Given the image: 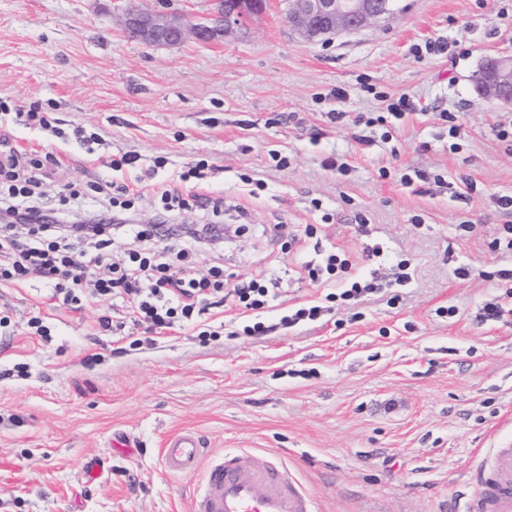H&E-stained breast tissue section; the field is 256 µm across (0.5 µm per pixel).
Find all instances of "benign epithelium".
Masks as SVG:
<instances>
[{
	"mask_svg": "<svg viewBox=\"0 0 512 512\" xmlns=\"http://www.w3.org/2000/svg\"><path fill=\"white\" fill-rule=\"evenodd\" d=\"M392 0H294L288 25L308 41L336 33H355L391 14ZM265 0H216L210 14L190 20L164 10L145 11L130 5L122 17L123 33L150 47H174L192 38L204 45H219L242 32ZM478 93L512 106V55L488 57L475 78Z\"/></svg>",
	"mask_w": 512,
	"mask_h": 512,
	"instance_id": "1",
	"label": "benign epithelium"
}]
</instances>
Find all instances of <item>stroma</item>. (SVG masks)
<instances>
[{
  "label": "stroma",
  "mask_w": 512,
  "mask_h": 512,
  "mask_svg": "<svg viewBox=\"0 0 512 512\" xmlns=\"http://www.w3.org/2000/svg\"><path fill=\"white\" fill-rule=\"evenodd\" d=\"M123 8L0 0V97L42 106L66 131L0 117V140L54 159L45 198L92 181L160 183L206 160L207 180L185 188L223 200L219 220L238 232L194 266H222L230 287L279 276L270 322L327 294L301 272L318 242L357 272L406 258L415 277L358 319L340 309L262 340L237 335L229 301L207 314L218 332L207 339L190 326L144 332L107 300L58 307L39 278L0 290L14 328L0 339V512H189L157 454L183 428L218 454H279L322 512H456L458 492L492 466L477 448L512 442V315L475 321L503 293L484 272L512 268V251L487 246L512 224L496 204L512 195V142L498 136L512 108L475 90L485 57L512 49V0H394L378 25L318 42L289 29L288 0H268L245 33L175 48L126 39ZM434 41L452 54L415 58ZM403 94L414 110L360 152L352 118ZM447 112L464 136L450 134ZM74 125L101 135L94 152L68 136ZM113 154L135 161L115 172L102 163ZM331 156L344 171L325 167ZM245 174L264 180L259 196ZM359 213L369 236L355 232ZM309 224L314 239L292 243ZM459 224L471 232L459 236ZM378 242L383 256L367 258ZM462 265L473 270L465 280ZM452 305L455 317L437 315ZM103 314L118 331L99 332ZM34 316L49 340L26 333ZM126 435L137 448H120ZM92 459L106 471L87 484Z\"/></svg>",
  "instance_id": "obj_1"
}]
</instances>
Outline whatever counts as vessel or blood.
<instances>
[{
  "instance_id": "vessel-or-blood-1",
  "label": "vessel or blood",
  "mask_w": 512,
  "mask_h": 512,
  "mask_svg": "<svg viewBox=\"0 0 512 512\" xmlns=\"http://www.w3.org/2000/svg\"><path fill=\"white\" fill-rule=\"evenodd\" d=\"M160 457L165 471L188 478L189 512H320L317 498L276 454L205 448L197 432L170 434ZM491 475L480 476L478 493L463 512H512V445L494 451Z\"/></svg>"
}]
</instances>
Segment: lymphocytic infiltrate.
Instances as JSON below:
<instances>
[{
    "instance_id": "lymphocytic-infiltrate-1",
    "label": "lymphocytic infiltrate",
    "mask_w": 512,
    "mask_h": 512,
    "mask_svg": "<svg viewBox=\"0 0 512 512\" xmlns=\"http://www.w3.org/2000/svg\"><path fill=\"white\" fill-rule=\"evenodd\" d=\"M49 164V159L0 141V287L37 273L64 306L81 308L90 297L130 304L139 321L155 331L195 322L213 300L223 299V269L198 274L172 268L173 261H189L216 245L217 226L207 223L183 234L166 219L139 223L129 186L109 181L71 190L59 207L46 206L38 189L51 175ZM116 239L126 243L117 261L109 252ZM233 294L254 314L241 335L256 339L273 328L313 323L331 312L327 306L305 305L272 326L258 316L277 298L272 281L244 282Z\"/></svg>"
}]
</instances>
